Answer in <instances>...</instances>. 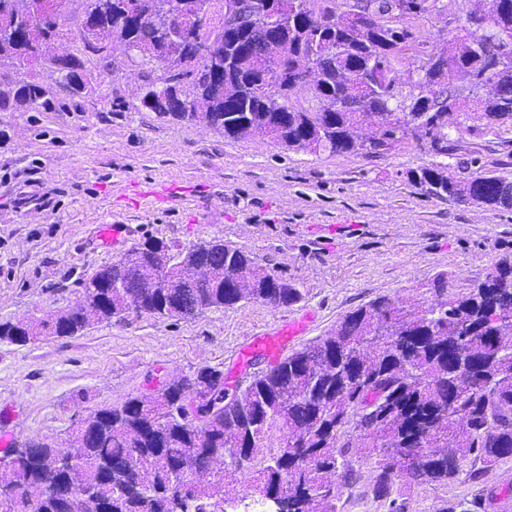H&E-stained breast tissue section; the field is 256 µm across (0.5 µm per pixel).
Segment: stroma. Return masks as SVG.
Wrapping results in <instances>:
<instances>
[{
	"label": "stroma",
	"mask_w": 512,
	"mask_h": 512,
	"mask_svg": "<svg viewBox=\"0 0 512 512\" xmlns=\"http://www.w3.org/2000/svg\"><path fill=\"white\" fill-rule=\"evenodd\" d=\"M405 20L413 34L401 57L409 77L441 47L440 35L466 26L476 0ZM98 96L80 112H0V321L48 316L78 305L77 276H90L153 236L178 248L221 240L301 288L303 298L273 308L242 302L189 319L130 316L83 334L15 345L0 342V427L17 441L68 448L71 430L91 411L145 393L156 376L223 370L226 387L267 368L236 366V353L261 328L286 317L314 321L290 346L327 336L347 312L380 296L415 306L434 302L417 284L447 273L448 289L466 290L503 255L512 254V213L465 200H442L413 186L408 170L435 159L411 140L377 157L291 150L270 140H229L187 121L142 111L137 70L98 75ZM443 157L450 174L491 171L512 179V147L493 132H457ZM174 179L191 196L170 207L126 210L106 187ZM120 220L117 243L102 244L101 224ZM362 467L343 486L341 512H387ZM486 500L485 512H512V461L472 479L415 486L406 512H456Z\"/></svg>",
	"instance_id": "stroma-1"
}]
</instances>
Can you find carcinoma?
Masks as SVG:
<instances>
[{
  "mask_svg": "<svg viewBox=\"0 0 512 512\" xmlns=\"http://www.w3.org/2000/svg\"><path fill=\"white\" fill-rule=\"evenodd\" d=\"M38 0H0V111H83L99 90L94 71L104 72L121 50L141 67L140 104L159 118L202 123L230 140L268 138L293 150L374 156L354 131L362 112L381 121V137L404 143L412 129L435 125L433 154L452 149L450 130L512 132V60H498L494 32L512 37V0H490V26L464 28L444 39L427 81L441 87L433 98L414 97L408 110L394 112L392 97L408 92L397 65L412 33L403 18L437 9L438 0H345L361 5L362 27L336 17V0H283L274 30L284 54L262 70L253 42L267 24L262 0H251L240 23L225 28L218 0H70L80 46L70 70L51 72L50 53L62 37L61 10L33 16ZM183 16L211 7L197 36L224 44V71L210 84L195 76L191 46L171 42L165 71L156 74L153 51L167 17L162 4ZM373 67L376 88L358 96L355 86ZM468 77L466 94L443 87L446 70ZM31 71L29 80L16 78ZM492 74L496 91L482 93ZM170 81L204 91L206 110L188 112L157 95L156 82ZM309 87L316 106L298 108L292 97ZM409 180L438 198L461 199L491 211L512 213V181L490 172L467 180L448 174L443 163L408 173ZM143 258L128 274V288L110 285L116 263L104 265L76 284L77 309L53 318L23 317L0 322V342L26 345L41 336L68 337L90 327L122 321L127 311L158 319H188L210 309L254 301L278 308L302 300L294 284L247 251L211 240L176 249L147 238L130 249ZM210 269L200 284L189 271ZM470 337L462 338L460 328ZM215 388L214 409L203 417L161 420L160 407L184 387L168 381L157 396H134L90 412L72 430L73 467L58 465L59 449L41 442L31 448L10 440L0 449V487L23 485L17 497L0 502V512H69L70 497L86 486L98 489L85 512H224L234 481L224 469L247 461L253 473L246 494L265 498L285 492L291 512H337L336 485L356 479L371 466V493L388 501V512H405L402 490L446 484L463 467L478 476L512 458V255L503 256L466 291L448 294L438 308L421 312L402 298L379 297L345 314L316 344L296 351L255 378L243 399L224 402V372L196 371ZM380 438V446L356 445L351 434ZM235 435L226 446L225 437ZM297 439L295 445L288 438ZM198 479L190 502L173 496L170 475Z\"/></svg>",
  "mask_w": 512,
  "mask_h": 512,
  "instance_id": "carcinoma-1",
  "label": "carcinoma"
}]
</instances>
